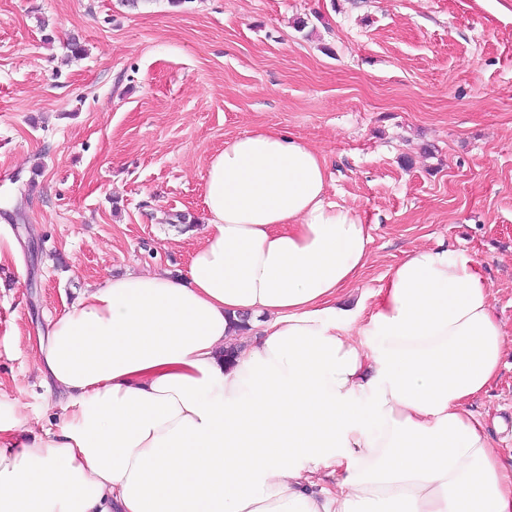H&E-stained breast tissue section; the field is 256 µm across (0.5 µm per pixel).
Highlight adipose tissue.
<instances>
[{"mask_svg": "<svg viewBox=\"0 0 512 512\" xmlns=\"http://www.w3.org/2000/svg\"><path fill=\"white\" fill-rule=\"evenodd\" d=\"M328 188L282 129L225 142L186 272L105 277L33 339L66 403L0 410V512H512L469 409L506 349L475 260L410 253L361 318L370 228Z\"/></svg>", "mask_w": 512, "mask_h": 512, "instance_id": "1", "label": "adipose tissue"}]
</instances>
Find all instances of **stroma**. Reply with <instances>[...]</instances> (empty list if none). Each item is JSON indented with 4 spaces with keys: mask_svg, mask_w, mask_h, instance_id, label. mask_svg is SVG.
I'll list each match as a JSON object with an SVG mask.
<instances>
[{
    "mask_svg": "<svg viewBox=\"0 0 512 512\" xmlns=\"http://www.w3.org/2000/svg\"><path fill=\"white\" fill-rule=\"evenodd\" d=\"M267 126L369 224L362 316L414 249L476 260L511 455L512 0H0V404L43 410L30 338L89 285L187 269L212 156Z\"/></svg>",
    "mask_w": 512,
    "mask_h": 512,
    "instance_id": "35a3bbf8",
    "label": "stroma"
}]
</instances>
